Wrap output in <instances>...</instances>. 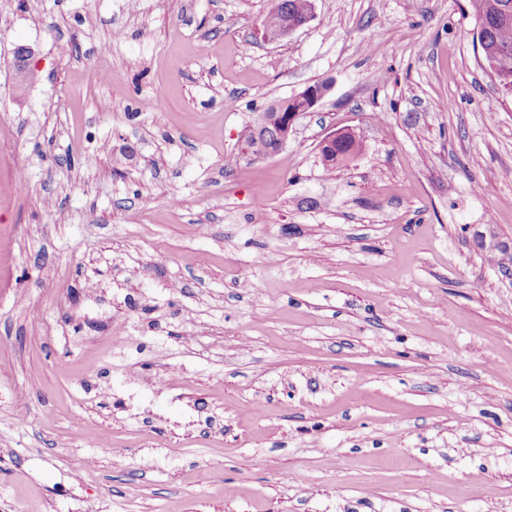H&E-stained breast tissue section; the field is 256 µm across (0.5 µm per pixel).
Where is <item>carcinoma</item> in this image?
I'll list each match as a JSON object with an SVG mask.
<instances>
[{
  "mask_svg": "<svg viewBox=\"0 0 512 512\" xmlns=\"http://www.w3.org/2000/svg\"><path fill=\"white\" fill-rule=\"evenodd\" d=\"M509 3L512 4V0H470L483 61L498 81V86L512 94V9L506 18L498 10V5ZM279 133L278 123L271 122L260 129L245 131L244 136L248 140L256 138L265 147L274 149ZM360 150V143L347 139L336 148V159L331 161V167L345 165L346 156H353Z\"/></svg>",
  "mask_w": 512,
  "mask_h": 512,
  "instance_id": "carcinoma-1",
  "label": "carcinoma"
}]
</instances>
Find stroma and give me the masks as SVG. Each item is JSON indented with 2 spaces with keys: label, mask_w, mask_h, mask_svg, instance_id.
Here are the masks:
<instances>
[{
  "label": "stroma",
  "mask_w": 512,
  "mask_h": 512,
  "mask_svg": "<svg viewBox=\"0 0 512 512\" xmlns=\"http://www.w3.org/2000/svg\"><path fill=\"white\" fill-rule=\"evenodd\" d=\"M271 6L0 0V512H512V284L477 244L512 238V96L469 0H315L278 43ZM319 84L306 87L303 91L294 93L287 97L291 108L288 110L286 99L280 98L274 102L278 103V112H255L251 125L261 129L245 130L246 140L257 138L267 148L275 149L279 141L280 129L277 121L281 125L280 149L285 148L295 133V125L300 116L312 110V108L325 96L328 91L326 85L316 88ZM274 114L276 121L268 123L270 116ZM267 124V125H266ZM348 135H354V132L351 129L334 130L325 135L320 141L319 150H324L328 161H330L329 156L334 153L336 155V161H331L330 169L345 165L347 161L346 155L354 156L361 150L360 143L352 138H348L346 143L336 148V145L342 141L343 137Z\"/></svg>",
  "instance_id": "obj_1"
}]
</instances>
